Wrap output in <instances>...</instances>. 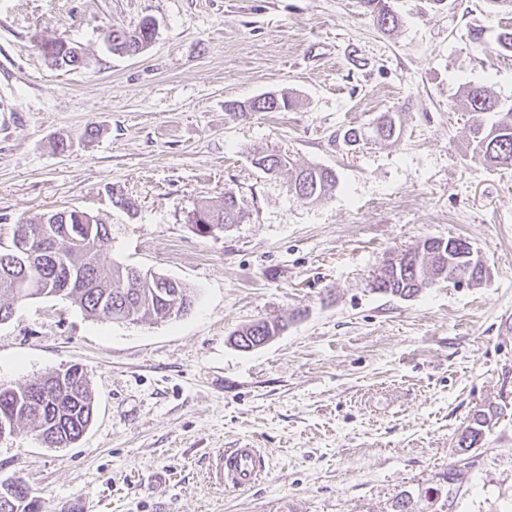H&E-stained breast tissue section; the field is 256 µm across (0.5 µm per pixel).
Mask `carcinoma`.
<instances>
[{"mask_svg": "<svg viewBox=\"0 0 512 512\" xmlns=\"http://www.w3.org/2000/svg\"><path fill=\"white\" fill-rule=\"evenodd\" d=\"M365 11L383 32L393 31L399 19L392 7V0H361ZM105 42L114 54L124 53L126 30H111ZM64 39L42 41L41 53L60 67L72 70L81 67L76 55L63 51ZM498 53H512V28L500 29L493 44L484 45ZM292 106L289 97L282 93L277 99L256 98L249 109L261 112H276ZM454 108L470 112L479 119L469 126L468 145L473 158L483 167L495 170H512V107L504 109L487 86L467 84ZM402 134V123L397 112H385L369 126L351 127L344 132L343 141L356 146L367 141L395 142ZM252 164L269 174L288 169V193L307 203L331 197L338 185L336 173L324 166H296L290 158L273 152H256ZM208 218L211 224L229 228L239 224L247 215L242 200L231 191L224 192V202L218 207L203 205L193 211L191 222L202 227L197 215ZM23 224H41L45 234L58 242L57 256L47 259L41 265L24 266L14 259L13 254L0 250V323L8 320L14 310L15 301L26 295H49L57 289L61 280L71 274L78 281L65 297L78 304L90 317L104 316L113 321H141L173 319L178 313L172 312L170 298L158 293L155 277L158 273L144 271L121 263L104 271L99 258L90 256L91 249H104L112 242L110 225L97 217L82 219L72 209H60L21 220ZM92 224L91 239H69L65 237V224ZM460 250L448 253L440 249V240L426 238L417 245L404 250L414 255L397 269L378 270L372 281V288L401 298H411L435 283L462 277L477 286L485 274L474 273L468 267L467 254L473 251L472 244L458 239ZM285 329L278 318L260 319L237 331L238 336H268ZM53 387L52 376L37 382L16 387L11 391L0 390V420L11 419L16 425L31 423L37 436L48 447L62 448L77 440L94 416V398L86 377L76 379L70 390L63 396L41 398L42 392ZM499 418L496 409L477 410L463 434L477 439L483 428Z\"/></svg>", "mask_w": 512, "mask_h": 512, "instance_id": "obj_1", "label": "carcinoma"}]
</instances>
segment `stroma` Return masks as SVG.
Masks as SVG:
<instances>
[{
  "instance_id": "35a3bbf8",
  "label": "stroma",
  "mask_w": 512,
  "mask_h": 512,
  "mask_svg": "<svg viewBox=\"0 0 512 512\" xmlns=\"http://www.w3.org/2000/svg\"><path fill=\"white\" fill-rule=\"evenodd\" d=\"M396 9L384 34L360 0H0V240L19 219L76 208L111 226L104 267L194 295L184 315L138 323L63 296L17 303L0 323V387L77 364L96 411L64 448L28 425L1 437L0 483L23 481L45 512H392L403 493L431 512L429 488L453 496L451 512H512V170L473 160L470 115L453 108L468 82L512 107V56L469 36L493 40L512 15L484 0ZM146 18L142 52L107 50L109 29ZM37 38L79 45L88 66L56 68ZM268 92L294 108L227 109ZM384 112L401 115L398 141L344 143ZM266 149L333 168L334 195L289 196L287 172L251 162ZM228 190L249 218L198 232L193 211ZM432 237L469 241L486 280L409 299L372 289L391 252ZM266 317L287 329L231 345ZM489 406L502 414L449 494L458 436ZM234 448L258 449L266 471L228 492L211 464Z\"/></svg>"
}]
</instances>
